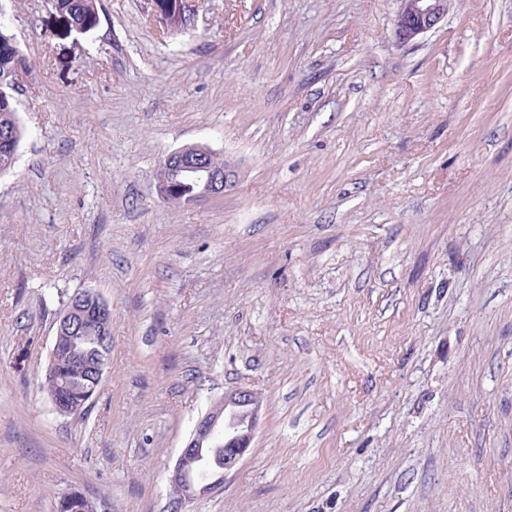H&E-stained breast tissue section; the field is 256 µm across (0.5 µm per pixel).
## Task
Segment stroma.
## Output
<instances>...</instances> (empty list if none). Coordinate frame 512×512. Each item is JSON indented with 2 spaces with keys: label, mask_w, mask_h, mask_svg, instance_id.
<instances>
[{
  "label": "stroma",
  "mask_w": 512,
  "mask_h": 512,
  "mask_svg": "<svg viewBox=\"0 0 512 512\" xmlns=\"http://www.w3.org/2000/svg\"><path fill=\"white\" fill-rule=\"evenodd\" d=\"M90 31L0 0L31 68L0 175V512H172L225 392L252 448L181 512H512V0H453L402 46L398 0H102ZM235 189L174 206L167 153ZM94 289L107 373L78 417L39 388ZM207 149L206 162L213 168H224V172H215L210 167L206 166L201 156L192 158L189 160L187 165L183 167L188 172L193 173L198 179L204 181L205 190L201 198L198 199H220L225 194L230 192L235 186L239 178L237 166L223 157H220L217 153L211 149ZM88 294H84V291L78 295L79 298H75L73 302L69 305V307L61 312L57 318V326L56 330L59 332H64L68 330L69 327H71L73 324H76L78 327L83 328L89 312L92 310L93 307H95L96 311L99 314H105L108 313V305L101 300L97 296L96 300L95 292L88 291ZM90 296V297H89ZM88 298L90 299V302H88ZM89 304V308L86 309V307ZM260 410L258 393L249 388H236L224 394V401L214 405L195 424L190 437L180 449L169 473V483L179 491L177 502L182 503L201 494H209L220 484L215 468L210 481L193 480V471L206 468L208 460L204 448L224 461L221 477L237 471L251 448ZM220 441V444H216ZM219 478V479H218ZM217 479V480H216Z\"/></svg>",
  "instance_id": "stroma-1"
}]
</instances>
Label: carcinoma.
I'll return each instance as SVG.
<instances>
[{
    "mask_svg": "<svg viewBox=\"0 0 512 512\" xmlns=\"http://www.w3.org/2000/svg\"><path fill=\"white\" fill-rule=\"evenodd\" d=\"M59 19L74 29L91 30L100 22L101 0H50ZM28 60L20 49L15 36L0 25V174L10 171L24 136L15 103V93L20 74L27 71ZM157 187L163 199L173 205L193 202L198 192L197 181L184 171L168 163H161L157 171ZM55 353H50L40 388L51 406L65 397L70 410L60 416L81 415L96 392L93 381L85 376L79 365L61 360L54 364Z\"/></svg>",
    "mask_w": 512,
    "mask_h": 512,
    "instance_id": "1",
    "label": "carcinoma"
}]
</instances>
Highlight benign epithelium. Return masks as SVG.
I'll return each instance as SVG.
<instances>
[{
    "mask_svg": "<svg viewBox=\"0 0 512 512\" xmlns=\"http://www.w3.org/2000/svg\"><path fill=\"white\" fill-rule=\"evenodd\" d=\"M400 8L394 19V36L400 45L409 44L438 27L448 16L450 0H399ZM185 169L204 181L202 198L220 199L230 192L239 178L237 166L224 160V172H216L203 160L193 158ZM100 314L108 312V305L95 293L81 294L57 318L56 330L64 332L72 325L83 327L89 308ZM98 355L84 363L83 371L100 383L103 381L112 352V339L101 336L97 341ZM260 410L258 393L249 388H236L224 394V400L214 405L195 424L190 437L180 449L169 473V483L179 491L178 502L193 499L215 490L220 481L199 482L192 472L203 470L208 464L204 449L217 445L224 447L223 471L225 477L237 471L251 448ZM93 505L77 492L63 496L57 512H92Z\"/></svg>",
    "mask_w": 512,
    "mask_h": 512,
    "instance_id": "obj_1",
    "label": "benign epithelium"
}]
</instances>
